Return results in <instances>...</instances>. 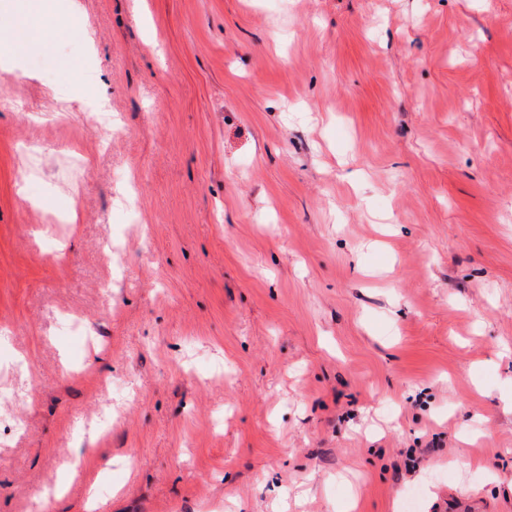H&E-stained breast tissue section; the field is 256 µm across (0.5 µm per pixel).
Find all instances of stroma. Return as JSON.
Here are the masks:
<instances>
[{
	"instance_id": "35a3bbf8",
	"label": "stroma",
	"mask_w": 512,
	"mask_h": 512,
	"mask_svg": "<svg viewBox=\"0 0 512 512\" xmlns=\"http://www.w3.org/2000/svg\"><path fill=\"white\" fill-rule=\"evenodd\" d=\"M33 2L0 512H512V0Z\"/></svg>"
}]
</instances>
